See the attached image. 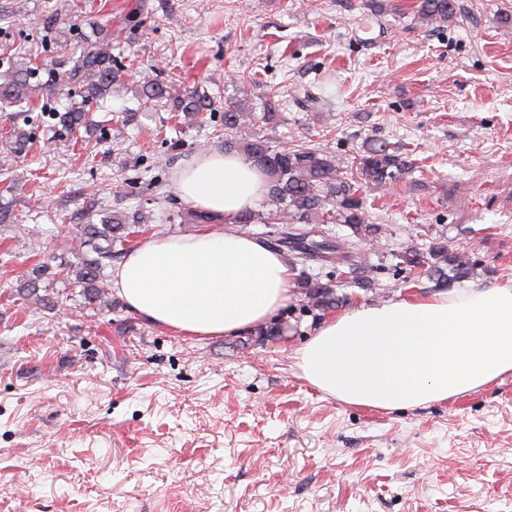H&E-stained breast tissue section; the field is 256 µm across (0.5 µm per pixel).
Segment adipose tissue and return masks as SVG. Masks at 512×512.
Returning a JSON list of instances; mask_svg holds the SVG:
<instances>
[{"label":"adipose tissue","instance_id":"1","mask_svg":"<svg viewBox=\"0 0 512 512\" xmlns=\"http://www.w3.org/2000/svg\"><path fill=\"white\" fill-rule=\"evenodd\" d=\"M175 185L230 225L267 194L269 178L241 154L208 149L178 164ZM292 276L282 254L229 229L150 240L119 264L113 286L150 324L233 336L273 315ZM296 359L312 386L356 406L411 408L475 391L512 372V280L352 309L323 324Z\"/></svg>","mask_w":512,"mask_h":512}]
</instances>
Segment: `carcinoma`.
Listing matches in <instances>:
<instances>
[{
  "label": "carcinoma",
  "mask_w": 512,
  "mask_h": 512,
  "mask_svg": "<svg viewBox=\"0 0 512 512\" xmlns=\"http://www.w3.org/2000/svg\"><path fill=\"white\" fill-rule=\"evenodd\" d=\"M465 8L458 0H418L414 20L421 26L454 22L464 15ZM33 69L29 63L5 48L0 51V104L4 107L19 106L32 101L33 88L30 78ZM120 69L112 67V46L103 40L84 50L71 68L63 74L66 86L83 89L86 100H100L110 94L112 85L120 80ZM167 89L156 79L147 75L139 84V97L142 103L151 104L166 98ZM279 88L267 86L265 112L254 116L240 100H224L223 135L224 148L235 150L264 168L270 178L268 197L272 208L263 212L248 211L240 215V224H285L289 230L283 232L278 245L293 254L301 256L312 251L347 250L344 256L347 264L361 268L357 259V243L346 241L337 244L329 238L320 241L309 237L306 224H347L359 238L365 234L378 237L382 226L366 223V213L360 196V185L343 169L336 157L321 154L303 142L294 143L287 149H280L258 134L247 139L238 132L252 118L266 126L280 122ZM177 112H184L196 118L208 110L207 95L191 90L174 101ZM62 122L69 126L89 123L88 114L81 107H71L62 114ZM362 179L377 185H395L411 169L410 161L399 149L383 143L371 147L359 163ZM145 216H128L124 213L112 215L108 223L95 224L88 221L79 225L80 244L75 252L76 262L70 264L69 272L75 283L82 287L84 308L89 316H95L101 309L111 305L109 292L104 287L105 270L118 257L116 245L137 233ZM402 263L416 269L430 271L442 282H452L465 277L470 269L468 259L455 255L448 259L445 245H432L426 251L412 249L400 255ZM452 262L450 272H445L440 264ZM39 278L35 277L23 284L19 292L26 300L42 306L45 298L39 295Z\"/></svg>",
  "instance_id": "carcinoma-1"
}]
</instances>
